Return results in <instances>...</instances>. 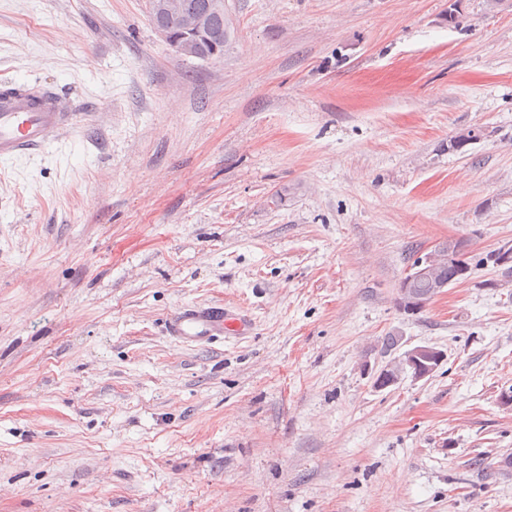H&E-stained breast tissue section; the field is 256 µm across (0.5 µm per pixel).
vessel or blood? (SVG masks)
Listing matches in <instances>:
<instances>
[{
  "label": "vessel or blood",
  "mask_w": 512,
  "mask_h": 512,
  "mask_svg": "<svg viewBox=\"0 0 512 512\" xmlns=\"http://www.w3.org/2000/svg\"><path fill=\"white\" fill-rule=\"evenodd\" d=\"M89 112L75 111L68 95L36 81H6L0 88V161L8 162L47 149L77 123L92 122ZM250 319L221 306L191 305L173 313L166 330L174 339L201 344L226 335H245Z\"/></svg>",
  "instance_id": "vessel-or-blood-1"
}]
</instances>
